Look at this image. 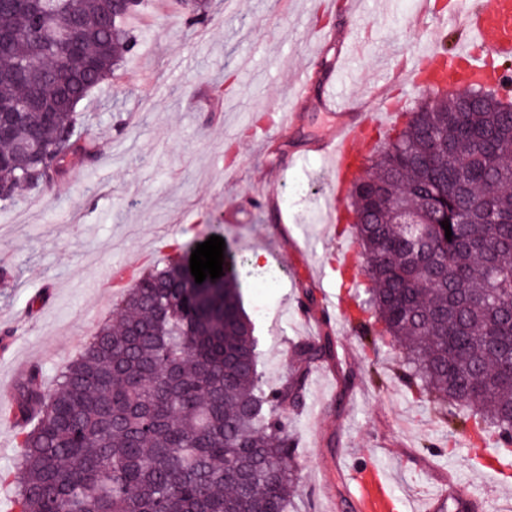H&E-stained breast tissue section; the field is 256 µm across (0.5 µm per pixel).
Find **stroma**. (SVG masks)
I'll list each match as a JSON object with an SVG mask.
<instances>
[{
  "label": "stroma",
  "instance_id": "1",
  "mask_svg": "<svg viewBox=\"0 0 512 512\" xmlns=\"http://www.w3.org/2000/svg\"><path fill=\"white\" fill-rule=\"evenodd\" d=\"M208 2L207 22L191 27L174 0H151L137 53L77 107L96 140V163L73 167L52 189H19L15 204L0 207V264L15 271L13 281L0 283V385L16 386V366L25 360L39 362L54 385L56 372L78 354L72 337L112 312L115 292L99 293L93 284L113 257L125 256L136 271L164 266L176 245L207 238L218 214L227 249L263 251L266 265L281 272L265 292H242L265 388L288 377L292 349L307 337L302 286L365 299V285L344 288L335 276L343 246L355 240L353 226L336 233L322 221L330 176L310 146L335 122L320 85L335 51H312L309 33L323 30L338 41L358 31L366 48L345 90L371 112L383 95L417 107L422 88L382 84V63L404 67L418 44L442 32L455 47V28L385 23L387 0H335L331 13L321 12L322 0ZM294 68L313 77L301 102L291 99L285 81ZM201 92L217 98L218 110L187 108L188 96ZM263 127L265 141L258 138ZM263 193L277 198L266 210L253 205ZM285 220L309 240L310 251L295 253L272 238ZM317 262L324 276L315 282L309 271ZM339 339L350 348L357 385L342 394L332 372L314 368L302 406L286 412L300 476L286 512H349L337 463L366 449L396 471L398 492L414 501L441 492L453 471L480 497L476 512L488 502L512 512V452L497 449L506 469L488 473L469 440L449 436L399 377L402 357L389 339L364 344L353 332Z\"/></svg>",
  "mask_w": 512,
  "mask_h": 512
}]
</instances>
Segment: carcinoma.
Returning <instances> with one entry per match:
<instances>
[{"instance_id":"carcinoma-1","label":"carcinoma","mask_w":512,"mask_h":512,"mask_svg":"<svg viewBox=\"0 0 512 512\" xmlns=\"http://www.w3.org/2000/svg\"><path fill=\"white\" fill-rule=\"evenodd\" d=\"M190 26L202 0H178ZM145 0H17L0 5V104L44 97L46 111L5 116L0 204L50 188L96 156L78 104L141 40ZM75 30L69 42L45 31ZM409 113L354 183L364 276L362 336L403 350L410 387L444 410L449 434L484 429L512 444V101L485 86ZM34 142V157L16 151ZM449 221L451 239L441 222ZM194 241L132 280L114 317L59 374L36 368L16 386L21 458L15 512H286L300 478L280 412L301 406L308 367L335 356L329 334L295 351V373L266 390L241 261L195 283Z\"/></svg>"}]
</instances>
